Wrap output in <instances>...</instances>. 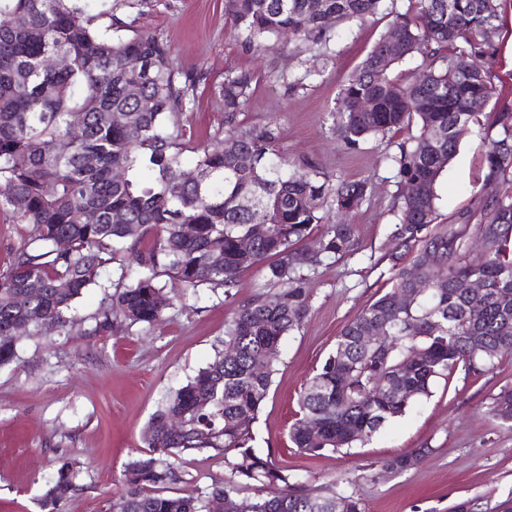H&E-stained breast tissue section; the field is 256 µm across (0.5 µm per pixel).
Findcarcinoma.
<instances>
[{"label":"carcinoma","mask_w":512,"mask_h":512,"mask_svg":"<svg viewBox=\"0 0 512 512\" xmlns=\"http://www.w3.org/2000/svg\"><path fill=\"white\" fill-rule=\"evenodd\" d=\"M385 0H225V12L245 46L275 40L328 41V16L340 22L377 14ZM391 7L386 33L348 77L333 108L336 140L357 151L365 142L419 126V135L387 156L397 193L391 289L356 314L340 331L333 352L304 386L300 417L289 430L298 453L315 457L369 441L387 422L403 416L434 381L462 367L479 376L512 352V190L488 198L459 226L438 224L435 185L454 158L461 129L478 120L495 95L486 56L500 28L503 0H402ZM90 0H0V202L26 227L0 268V365L17 358L12 329L30 335L67 334L77 298L100 285L118 263L115 292L95 319L97 332L114 322L153 327L170 299L162 275L187 290L222 288L258 265L282 288L237 306L224 325L222 348L185 385L166 397L144 431L149 452L127 464L125 490L112 496L110 512H208L222 493L228 512H364L353 491L311 490L299 474L257 454L252 423L266 402L285 336L299 329L311 305L304 269L341 258L354 247V228L326 223L328 203L350 213L365 201L368 180H336L280 150L271 127L245 128L237 116L254 76L229 73L220 85L224 138L194 145L181 117L203 70L185 74L158 35L110 38L97 32ZM66 54L65 70L45 66ZM418 62L406 79L391 77L402 63ZM153 99L144 112L128 87ZM367 98L369 112L356 110ZM73 112L87 118L83 137L68 153ZM498 136L485 154L486 185L512 180V105L495 113ZM227 139L236 152L222 148ZM195 154L185 166L184 154ZM429 185L425 194L417 187ZM268 219L254 252L241 238L253 230L254 210ZM186 224L195 234L183 233ZM324 225L317 250L301 249ZM64 239L67 247H58ZM438 255L431 264L430 254ZM478 279L486 300L472 311L460 285ZM414 295L402 306L398 296ZM382 333L373 345L366 336ZM265 370H254L257 358ZM494 417L512 422V389L494 400ZM179 419V431L169 421ZM315 424L316 433L309 431ZM212 449L224 455L228 475L208 488L179 486L175 463ZM414 448L390 456L381 471L401 474L432 454ZM77 474L68 461L48 486L44 506L56 510Z\"/></svg>","instance_id":"1"}]
</instances>
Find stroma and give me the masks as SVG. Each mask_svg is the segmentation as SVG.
I'll return each mask as SVG.
<instances>
[{
    "label": "stroma",
    "mask_w": 512,
    "mask_h": 512,
    "mask_svg": "<svg viewBox=\"0 0 512 512\" xmlns=\"http://www.w3.org/2000/svg\"><path fill=\"white\" fill-rule=\"evenodd\" d=\"M109 28L124 21L122 37L150 32L172 48L185 72L206 69L181 122L188 137L210 142L224 130L218 87L227 73L254 75L239 114L246 128H275L291 159L303 160L336 179H370V196L347 216L355 246L310 274L311 307L298 331L286 336L270 394L252 426V446L279 465L297 470L309 488L353 479L365 512H446L460 499L478 500L482 512L512 496V422L493 417L495 397L512 389V353L481 376L457 369L437 380L429 397L388 422L364 446L318 457L294 454L288 430L306 381L333 350L343 326L390 287L394 218L393 172L385 160L396 142L418 135L417 126L369 142L359 153L337 143L330 110L343 82L365 58L390 18L386 12L334 25L328 62L315 67V52L300 41L244 47L224 13V0H109ZM499 102H512V0H505L494 52L488 60ZM484 110L460 138L457 154L436 184L437 210L445 224L475 211L483 199L484 156L496 129ZM172 304L154 327L125 325L95 333L94 316L106 293L91 287L76 304L78 326L69 334L22 336L18 362L0 366V512H46L42 495L62 460L77 470L79 489L59 512H107L121 488L127 463L146 451V425L163 399L184 385L214 356L224 324L239 303L266 289L259 269L242 273L232 296L223 290L176 287L160 277ZM431 455L400 475L383 474L379 461L412 448ZM185 482L206 487L222 482L224 457L212 450L184 455Z\"/></svg>",
    "instance_id": "obj_1"
}]
</instances>
